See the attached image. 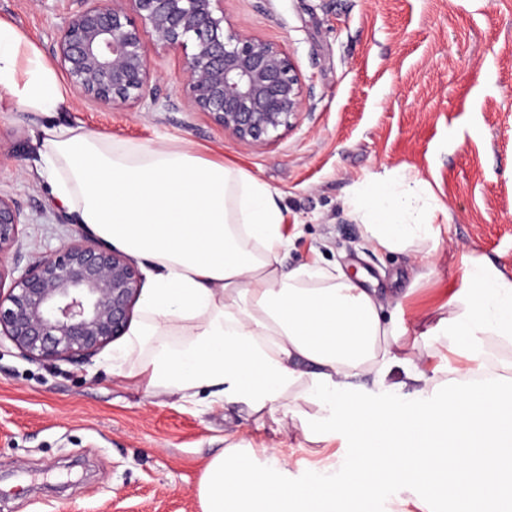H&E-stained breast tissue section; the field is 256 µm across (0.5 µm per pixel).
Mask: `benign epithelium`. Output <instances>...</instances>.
I'll return each instance as SVG.
<instances>
[{"instance_id": "obj_1", "label": "benign epithelium", "mask_w": 512, "mask_h": 512, "mask_svg": "<svg viewBox=\"0 0 512 512\" xmlns=\"http://www.w3.org/2000/svg\"><path fill=\"white\" fill-rule=\"evenodd\" d=\"M53 53L83 98L113 110L136 108L152 93L143 33L184 52L180 92L242 145L259 149L293 126L303 105L300 72L277 44L237 29L224 0H75ZM26 223L0 194V258ZM141 294L127 254L73 241L28 265L5 285L0 265V335L35 362L81 364L127 331Z\"/></svg>"}]
</instances>
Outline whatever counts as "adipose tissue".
<instances>
[{
    "instance_id": "ef3b65f1",
    "label": "adipose tissue",
    "mask_w": 512,
    "mask_h": 512,
    "mask_svg": "<svg viewBox=\"0 0 512 512\" xmlns=\"http://www.w3.org/2000/svg\"><path fill=\"white\" fill-rule=\"evenodd\" d=\"M53 112L65 95L24 32L0 20V99ZM39 174L75 223L106 246L149 263L138 322L107 360L146 394L207 406L283 409L299 396L304 438L352 448L343 466L293 468L228 445L198 486L203 512H378L379 490L412 494L420 512H512V279L480 258L437 326L463 367L441 374L430 350L401 342L381 300L341 269L286 268L292 245L272 189L191 149L104 138L79 127L43 129ZM402 174L371 185L355 208L379 251L430 263L440 201ZM401 365L416 383L387 385ZM374 374L376 386L354 378Z\"/></svg>"
}]
</instances>
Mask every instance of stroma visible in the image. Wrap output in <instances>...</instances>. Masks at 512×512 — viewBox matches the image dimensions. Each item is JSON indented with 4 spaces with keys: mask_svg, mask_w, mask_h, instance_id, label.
Segmentation results:
<instances>
[{
    "mask_svg": "<svg viewBox=\"0 0 512 512\" xmlns=\"http://www.w3.org/2000/svg\"><path fill=\"white\" fill-rule=\"evenodd\" d=\"M73 0H0V19L25 32L49 66ZM226 16L283 48L303 78L296 124L248 149L177 92L181 53L147 44L157 95L111 112L68 92L58 111L0 101V192L28 216L22 273L81 239L38 173L40 133L79 126L149 145L190 146L267 183L293 245L284 259L364 270L407 337L448 369V339L430 332L448 314L465 261L483 257L512 276V0H224ZM400 171L425 182L447 213L421 266L406 251L377 252L352 210L364 188ZM402 307H395V299ZM107 350L76 367L34 362L0 338V512H202L199 482L226 442L274 445L310 463L346 449L310 443L281 413L210 409L149 396L106 368Z\"/></svg>",
    "mask_w": 512,
    "mask_h": 512,
    "instance_id": "stroma-1",
    "label": "stroma"
}]
</instances>
